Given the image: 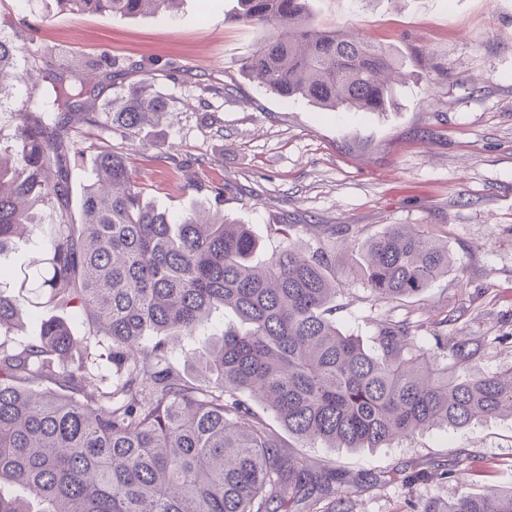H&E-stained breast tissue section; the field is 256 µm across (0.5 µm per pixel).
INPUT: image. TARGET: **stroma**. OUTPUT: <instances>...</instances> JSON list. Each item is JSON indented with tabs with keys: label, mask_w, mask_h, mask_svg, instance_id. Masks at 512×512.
<instances>
[{
	"label": "stroma",
	"mask_w": 512,
	"mask_h": 512,
	"mask_svg": "<svg viewBox=\"0 0 512 512\" xmlns=\"http://www.w3.org/2000/svg\"><path fill=\"white\" fill-rule=\"evenodd\" d=\"M322 28L353 29L399 58L426 52L428 65L397 88L383 112H328L302 98H282L249 77L246 65L267 30L235 19L238 0H183L171 12L71 14L56 0H0V38L21 46L18 81L0 90V145L14 134L28 99L31 54L64 68L68 84L99 64V103L113 86L151 80L173 107L163 125L143 130L129 165L146 201L173 218L198 204L247 224L265 249L273 224H354L361 239L391 224H411L447 242L465 275L449 273L423 295L376 300L349 267L353 252L336 243V322L371 344L380 320L406 312L439 322L459 316L487 346L473 369H512V0H311ZM443 71L432 87L429 68ZM82 153L72 155L69 206L78 210L94 177L90 143L103 131L74 124ZM175 145L189 171L160 160ZM198 190L184 192L187 177ZM230 183L215 200L211 186ZM54 210H40L29 236L0 267L26 266L47 245ZM286 452L318 469H337L351 485L354 512H407L419 497L450 501L512 487V416L466 428L435 426L388 448H329L283 435ZM459 458L460 475L412 487L417 464ZM379 484H372V477Z\"/></svg>",
	"instance_id": "1"
}]
</instances>
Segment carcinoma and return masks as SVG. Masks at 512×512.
<instances>
[{"label": "carcinoma", "mask_w": 512, "mask_h": 512, "mask_svg": "<svg viewBox=\"0 0 512 512\" xmlns=\"http://www.w3.org/2000/svg\"><path fill=\"white\" fill-rule=\"evenodd\" d=\"M77 13L137 16L183 0H58ZM309 0H239L240 22L268 37L247 71L267 91L301 97L328 111L383 112L396 86L425 57L397 59L385 48L311 23ZM17 45L0 40V91L17 78ZM26 108L15 115L0 163V256L33 227V211L58 206L42 253L15 275L19 295L0 291V331L20 318L21 301L79 305L107 341L111 383L95 373L61 317L39 337L14 344L0 335V483L27 490L45 508L0 493V512H353L351 493L330 469L285 452L281 437L253 411L254 399L288 433L329 448H386L433 426L463 428L512 414V370L470 375L485 349L478 336L434 334L437 353L415 343L420 320L379 322L369 349L336 324V240L351 224H313L317 246L295 241V224H276L279 245L256 259L244 224L195 209L174 222L144 201L127 153L97 145L80 223L68 207L71 116L127 141L163 123L169 99L144 83L112 92L108 111L87 104L37 56L26 72ZM352 273L378 299L425 293L457 265L448 246L408 224H390L359 244ZM243 328L203 345L204 382L182 376L167 337L194 338L220 309ZM56 388L34 389L37 380ZM463 461L415 467L405 482L448 479ZM412 512H512V488L456 500L421 499Z\"/></svg>", "instance_id": "cac0c4a2"}]
</instances>
